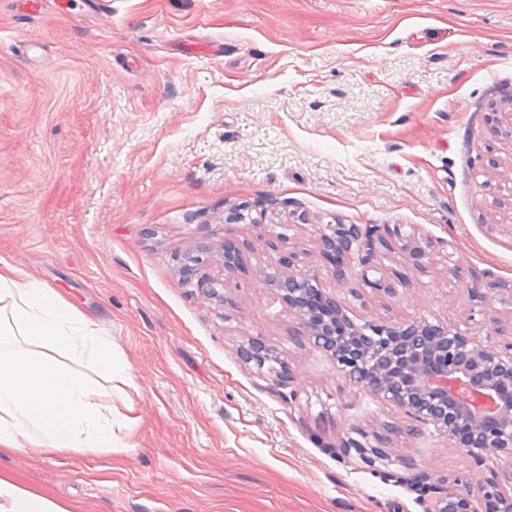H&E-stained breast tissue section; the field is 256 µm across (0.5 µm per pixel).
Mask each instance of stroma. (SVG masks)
Segmentation results:
<instances>
[{
  "mask_svg": "<svg viewBox=\"0 0 512 512\" xmlns=\"http://www.w3.org/2000/svg\"><path fill=\"white\" fill-rule=\"evenodd\" d=\"M508 112L512 0H0V269L54 289L133 375L109 392L120 451L28 448L0 473L70 512H429L466 475L512 490V457L475 462L350 384L264 283L283 232L355 323L512 330ZM328 224L436 247L418 267L377 245L367 275L349 255L340 288ZM255 338L261 367L239 354Z\"/></svg>",
  "mask_w": 512,
  "mask_h": 512,
  "instance_id": "obj_1",
  "label": "stroma"
}]
</instances>
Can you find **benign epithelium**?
<instances>
[{
  "mask_svg": "<svg viewBox=\"0 0 512 512\" xmlns=\"http://www.w3.org/2000/svg\"><path fill=\"white\" fill-rule=\"evenodd\" d=\"M321 245L336 287L346 288L350 272L345 256L354 249L367 252L373 241L356 226L330 225ZM272 247L280 256L265 283L278 287L281 299L300 318L299 335L312 350L328 355L345 379L433 426L469 456L481 461L499 453L512 456V341L496 340L500 329L482 327L481 340L444 325L435 326L430 338L417 322L391 325L367 319L357 325L335 297L318 287L315 276L296 264L288 235L277 234ZM434 248L429 237L401 242L417 266ZM244 357L262 367L270 354L254 341ZM432 512H512V495L492 478L484 480L478 494L469 481L460 480L436 498Z\"/></svg>",
  "mask_w": 512,
  "mask_h": 512,
  "instance_id": "benign-epithelium-1",
  "label": "benign epithelium"
}]
</instances>
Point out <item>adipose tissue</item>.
<instances>
[{
	"mask_svg": "<svg viewBox=\"0 0 512 512\" xmlns=\"http://www.w3.org/2000/svg\"><path fill=\"white\" fill-rule=\"evenodd\" d=\"M105 381H132L111 339L40 281L0 271V452L26 443L50 454L113 450ZM0 512L69 510L0 474Z\"/></svg>",
	"mask_w": 512,
	"mask_h": 512,
	"instance_id": "obj_1",
	"label": "adipose tissue"
}]
</instances>
